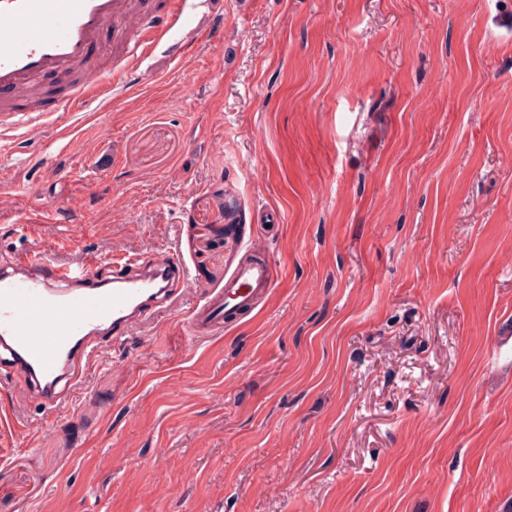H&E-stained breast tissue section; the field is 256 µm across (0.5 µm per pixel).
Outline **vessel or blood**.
Listing matches in <instances>:
<instances>
[{"mask_svg":"<svg viewBox=\"0 0 512 512\" xmlns=\"http://www.w3.org/2000/svg\"><path fill=\"white\" fill-rule=\"evenodd\" d=\"M210 7L212 0H168L166 13L133 11L130 0H0V91L36 86L53 74L77 69L81 81L65 104L80 111L89 101L126 90V73L102 70L91 57L102 32L125 22L117 38L127 58L140 57L173 28L188 2ZM183 285L193 281L178 256L135 268L130 257L114 256L112 279L98 283L82 266H62L33 256L0 267V352L18 380L16 400L56 412L71 408L73 392L106 339L133 334L176 297L173 269ZM276 285L264 240L237 247V262L223 287L201 291L187 314L190 335L216 336L240 317L261 311Z\"/></svg>","mask_w":512,"mask_h":512,"instance_id":"1","label":"vessel or blood"}]
</instances>
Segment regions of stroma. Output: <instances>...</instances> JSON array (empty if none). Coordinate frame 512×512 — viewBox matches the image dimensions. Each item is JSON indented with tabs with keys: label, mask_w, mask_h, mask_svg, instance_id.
<instances>
[{
	"label": "stroma",
	"mask_w": 512,
	"mask_h": 512,
	"mask_svg": "<svg viewBox=\"0 0 512 512\" xmlns=\"http://www.w3.org/2000/svg\"><path fill=\"white\" fill-rule=\"evenodd\" d=\"M173 35L0 138V261L175 253L215 288L269 210L278 282L217 336L180 295L56 421L0 357V512H506L512 0H214ZM55 110H50L44 113H25V112H7L9 114L12 126H21L27 129V132L37 130L41 125H44L45 120H49L55 115Z\"/></svg>",
	"instance_id": "obj_1"
}]
</instances>
